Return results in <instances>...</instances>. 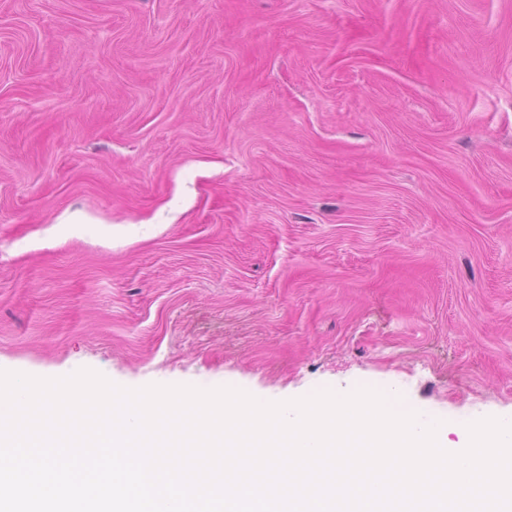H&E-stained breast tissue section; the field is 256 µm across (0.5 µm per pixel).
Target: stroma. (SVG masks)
Returning <instances> with one entry per match:
<instances>
[{
	"label": "stroma",
	"instance_id": "stroma-1",
	"mask_svg": "<svg viewBox=\"0 0 512 512\" xmlns=\"http://www.w3.org/2000/svg\"><path fill=\"white\" fill-rule=\"evenodd\" d=\"M512 413V0H0V370Z\"/></svg>",
	"mask_w": 512,
	"mask_h": 512
}]
</instances>
